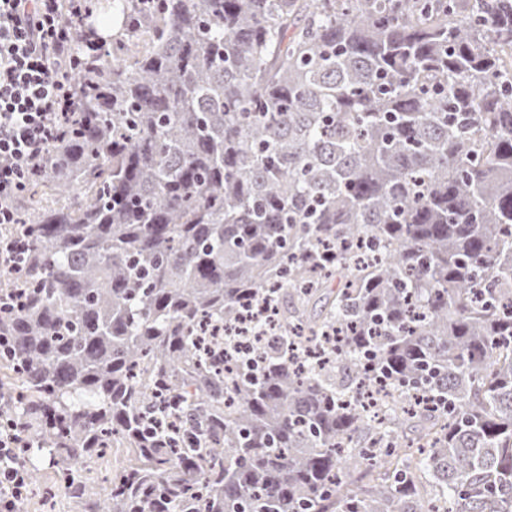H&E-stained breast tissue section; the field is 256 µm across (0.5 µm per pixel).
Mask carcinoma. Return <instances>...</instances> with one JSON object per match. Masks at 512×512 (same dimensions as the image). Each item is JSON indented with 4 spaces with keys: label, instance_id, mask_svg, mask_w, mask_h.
<instances>
[{
    "label": "carcinoma",
    "instance_id": "1",
    "mask_svg": "<svg viewBox=\"0 0 512 512\" xmlns=\"http://www.w3.org/2000/svg\"><path fill=\"white\" fill-rule=\"evenodd\" d=\"M112 19L0 271L30 462L82 512H512V0ZM27 250L26 237L16 234L2 238L0 234V268L19 271ZM120 460V454H113L112 450V453H109L105 457L99 459L92 469L85 473L89 482L101 493V502H103V499L105 498L103 489L107 487L112 479V470H115Z\"/></svg>",
    "mask_w": 512,
    "mask_h": 512
}]
</instances>
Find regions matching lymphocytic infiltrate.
<instances>
[{
  "label": "lymphocytic infiltrate",
  "mask_w": 512,
  "mask_h": 512,
  "mask_svg": "<svg viewBox=\"0 0 512 512\" xmlns=\"http://www.w3.org/2000/svg\"><path fill=\"white\" fill-rule=\"evenodd\" d=\"M87 14L84 0H0V226L17 225L22 193L75 113L72 78L101 53L76 32ZM11 409L0 399V512H19L31 489V443Z\"/></svg>",
  "instance_id": "1"
}]
</instances>
